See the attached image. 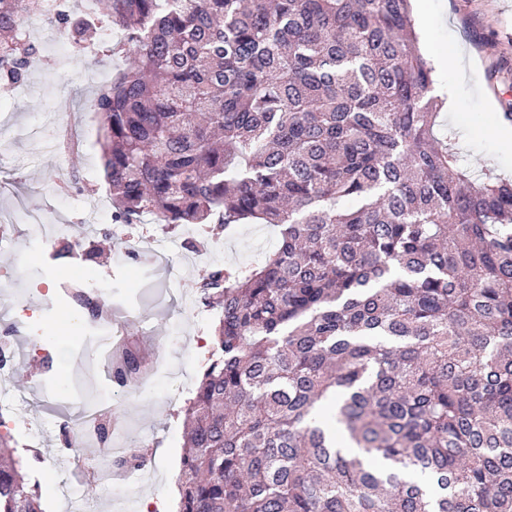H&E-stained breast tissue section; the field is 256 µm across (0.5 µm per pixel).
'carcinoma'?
<instances>
[{
  "instance_id": "obj_1",
  "label": "carcinoma",
  "mask_w": 512,
  "mask_h": 512,
  "mask_svg": "<svg viewBox=\"0 0 512 512\" xmlns=\"http://www.w3.org/2000/svg\"><path fill=\"white\" fill-rule=\"evenodd\" d=\"M36 10L0 0L5 85L41 62ZM58 23L77 62L122 32L91 100L122 223L279 227L199 283L216 324L178 512H512V179L438 138L411 0H94ZM10 443L0 512H43Z\"/></svg>"
}]
</instances>
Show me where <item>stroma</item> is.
<instances>
[{
  "mask_svg": "<svg viewBox=\"0 0 512 512\" xmlns=\"http://www.w3.org/2000/svg\"><path fill=\"white\" fill-rule=\"evenodd\" d=\"M420 5L414 25L420 42L429 44L432 59H439L453 39L476 60L472 66L451 65L435 72L437 85L449 86L455 96L451 121L462 131L458 148L463 164L481 169L496 155L501 174L512 177V152L503 153L495 131L499 117L512 106V0H421ZM30 38L42 56L29 76L37 95L0 88V158L5 161L0 167V220L5 227L0 233L10 240L0 248V284L16 289L19 298L49 301L52 310L36 327L18 328L11 311L0 309V336L14 327L19 330L13 373L0 381V388L26 397L33 415L44 413L59 403L62 371L57 362L63 355L71 386L86 403L100 405L103 366L85 355L80 338L58 342L49 326L63 318L78 322L85 317L70 299L57 298L59 289L83 286L92 278L111 287L115 319L124 336L137 340L149 358L174 367L183 388L172 391L161 379L150 390L107 403L118 419L122 442L147 452L155 478L133 485L115 471L83 485L79 503L85 512H118L116 500L150 496L162 501L163 512H173L184 452V407L209 358L207 342L216 316L200 303L184 307L176 294L154 303V292L195 288L217 265L256 264L276 248L279 230L270 224H234L222 238L205 245L194 226L150 220L134 225L138 241L128 244L124 233L113 230L111 207L99 201L109 188L100 121L88 110L92 86L86 71L70 63L69 53L55 52L41 30H31ZM61 117L69 120L78 138L75 153L61 150ZM20 211L39 213L44 223L63 225L64 231L49 242H32L30 225L13 220ZM77 235L102 250L81 271L70 258L55 255ZM13 446L14 458L37 489L45 512H72L70 487L77 472L56 469L57 458L73 453L64 435L49 430L32 441L19 429L13 433Z\"/></svg>",
  "mask_w": 512,
  "mask_h": 512,
  "instance_id": "35a3bbf8",
  "label": "stroma"
}]
</instances>
